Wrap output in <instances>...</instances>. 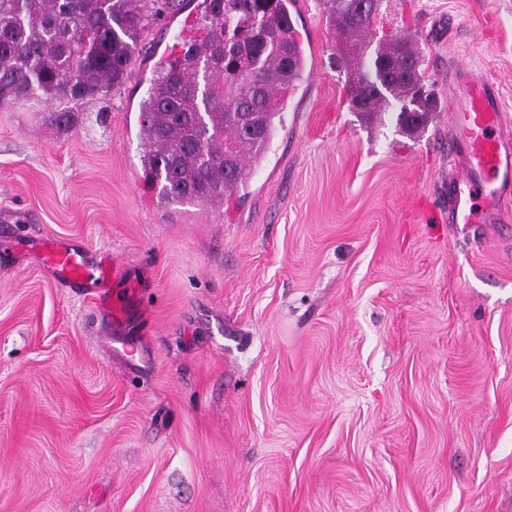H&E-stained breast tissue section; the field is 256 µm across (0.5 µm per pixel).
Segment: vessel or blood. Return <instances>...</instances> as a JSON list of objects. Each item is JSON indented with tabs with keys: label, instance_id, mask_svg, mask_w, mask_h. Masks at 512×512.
Segmentation results:
<instances>
[{
	"label": "vessel or blood",
	"instance_id": "vessel-or-blood-1",
	"mask_svg": "<svg viewBox=\"0 0 512 512\" xmlns=\"http://www.w3.org/2000/svg\"><path fill=\"white\" fill-rule=\"evenodd\" d=\"M448 221L496 224L500 197L512 191V123L496 84L480 69L453 62L448 83ZM39 264L72 288H105L119 271L67 240L42 244Z\"/></svg>",
	"mask_w": 512,
	"mask_h": 512
}]
</instances>
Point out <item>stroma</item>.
Masks as SVG:
<instances>
[{"label": "stroma", "mask_w": 512, "mask_h": 512, "mask_svg": "<svg viewBox=\"0 0 512 512\" xmlns=\"http://www.w3.org/2000/svg\"><path fill=\"white\" fill-rule=\"evenodd\" d=\"M185 0L127 79L79 105L0 106V228L105 255L127 302L0 255V512H512V194L501 224L447 219L448 61L512 112V0H384L439 110L348 102L322 0L272 146L231 205L160 204L140 103L191 32ZM132 353H125V346Z\"/></svg>", "instance_id": "1"}]
</instances>
